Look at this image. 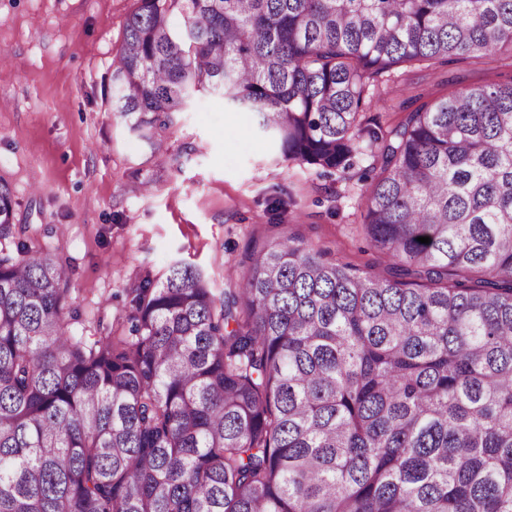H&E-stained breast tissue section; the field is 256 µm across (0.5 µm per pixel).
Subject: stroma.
Listing matches in <instances>:
<instances>
[{"instance_id":"obj_1","label":"stroma","mask_w":512,"mask_h":512,"mask_svg":"<svg viewBox=\"0 0 512 512\" xmlns=\"http://www.w3.org/2000/svg\"><path fill=\"white\" fill-rule=\"evenodd\" d=\"M134 6L0 0V183L12 191L16 222L66 268L77 334L91 341L105 327L126 335L130 288L177 260L224 290L228 268L246 274V252L273 237L385 273L358 230L371 157L359 156L349 180L277 160L254 113L225 111L207 94L162 132L157 150L109 110L112 62ZM511 75L474 60L410 68L376 88L365 116L387 126L401 101L417 106ZM143 182L149 194H140Z\"/></svg>"}]
</instances>
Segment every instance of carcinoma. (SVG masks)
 <instances>
[{
    "label": "carcinoma",
    "instance_id": "carcinoma-1",
    "mask_svg": "<svg viewBox=\"0 0 512 512\" xmlns=\"http://www.w3.org/2000/svg\"><path fill=\"white\" fill-rule=\"evenodd\" d=\"M484 58L512 68V0H136L129 130L159 148L204 91L291 164L376 148L389 267L272 239L217 294L177 261L88 342L0 183V512H512V77L363 121L376 78Z\"/></svg>",
    "mask_w": 512,
    "mask_h": 512
}]
</instances>
